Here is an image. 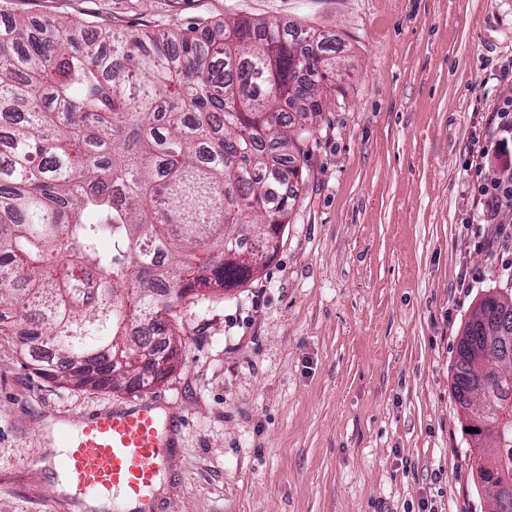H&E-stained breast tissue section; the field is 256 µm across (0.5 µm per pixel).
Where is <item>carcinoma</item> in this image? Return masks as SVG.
<instances>
[{
    "label": "carcinoma",
    "instance_id": "1",
    "mask_svg": "<svg viewBox=\"0 0 512 512\" xmlns=\"http://www.w3.org/2000/svg\"><path fill=\"white\" fill-rule=\"evenodd\" d=\"M324 38L237 19L195 31L115 32L13 19L0 30V334L26 324L38 374L117 387L148 318L166 345L144 389L176 364L175 302L231 290L271 259L304 180L300 121L321 112ZM318 44L310 55L306 47ZM456 347L464 427L472 357L512 337V296L488 294ZM505 420L469 433L489 512H512V380L488 371Z\"/></svg>",
    "mask_w": 512,
    "mask_h": 512
}]
</instances>
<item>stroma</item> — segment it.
I'll return each mask as SVG.
<instances>
[{"label":"stroma","mask_w":512,"mask_h":512,"mask_svg":"<svg viewBox=\"0 0 512 512\" xmlns=\"http://www.w3.org/2000/svg\"><path fill=\"white\" fill-rule=\"evenodd\" d=\"M179 31L238 18L336 46L274 260L182 299L181 355L142 390L35 373L0 335V512H91L50 466L57 423L152 402L181 423L163 512H486L453 348L512 268L475 248L470 163L512 99V0H0L11 18Z\"/></svg>","instance_id":"obj_1"}]
</instances>
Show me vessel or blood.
Here are the masks:
<instances>
[{"label":"vessel or blood","instance_id":"1","mask_svg":"<svg viewBox=\"0 0 512 512\" xmlns=\"http://www.w3.org/2000/svg\"><path fill=\"white\" fill-rule=\"evenodd\" d=\"M64 444L58 466L78 494L117 493L135 501V512H159L151 490L174 446V425L155 405L89 414Z\"/></svg>","mask_w":512,"mask_h":512}]
</instances>
